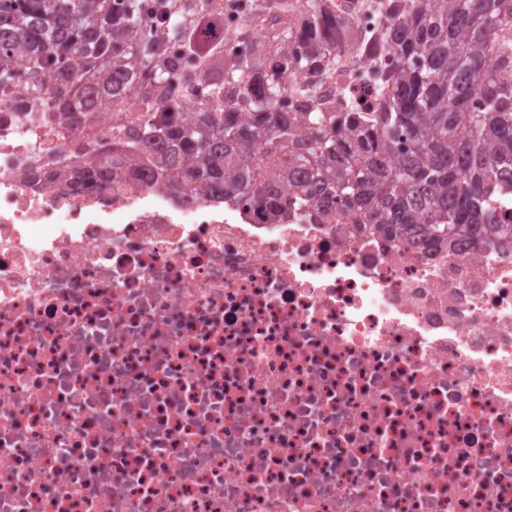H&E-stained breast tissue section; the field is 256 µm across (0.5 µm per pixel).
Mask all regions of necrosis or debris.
I'll return each instance as SVG.
<instances>
[{
  "instance_id": "obj_1",
  "label": "necrosis or debris",
  "mask_w": 512,
  "mask_h": 512,
  "mask_svg": "<svg viewBox=\"0 0 512 512\" xmlns=\"http://www.w3.org/2000/svg\"><path fill=\"white\" fill-rule=\"evenodd\" d=\"M191 70L150 101L212 104ZM26 108L0 95V512H512V242L51 182L140 115Z\"/></svg>"
}]
</instances>
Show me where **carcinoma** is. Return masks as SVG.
Wrapping results in <instances>:
<instances>
[{
  "label": "carcinoma",
  "mask_w": 512,
  "mask_h": 512,
  "mask_svg": "<svg viewBox=\"0 0 512 512\" xmlns=\"http://www.w3.org/2000/svg\"><path fill=\"white\" fill-rule=\"evenodd\" d=\"M0 0V92L41 102L44 86L23 69L46 65L68 89L54 117L80 120L134 95L136 81L168 78L171 43L195 62L193 79L224 105L174 112L161 103L144 124L82 149L53 172L85 179L117 156L178 196L245 206L272 224L292 204L373 224L433 244L512 239V0H378L361 31L336 0H247L234 41L221 48L224 12L214 0ZM372 71V103L344 87L318 96L299 80L333 71L343 57Z\"/></svg>",
  "instance_id": "cac0c4a2"
}]
</instances>
